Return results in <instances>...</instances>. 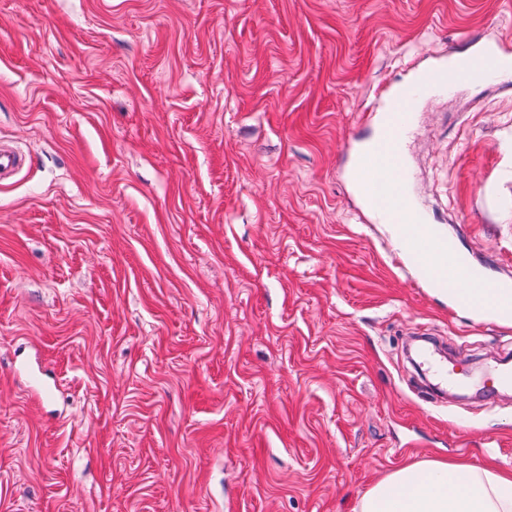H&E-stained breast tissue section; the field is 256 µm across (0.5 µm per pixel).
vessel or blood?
<instances>
[{
    "mask_svg": "<svg viewBox=\"0 0 512 512\" xmlns=\"http://www.w3.org/2000/svg\"><path fill=\"white\" fill-rule=\"evenodd\" d=\"M494 48L471 53L463 66L442 65L423 71L408 85L398 87L388 98L372 136L350 150L349 172L365 209L380 223L411 227L407 238L410 253H433L419 272L431 283L445 288L453 306L495 320H512V278L483 280L457 249L453 237L445 235L413 206L406 186L403 132L408 126L415 101L428 89L455 83H486L494 72L490 67Z\"/></svg>",
    "mask_w": 512,
    "mask_h": 512,
    "instance_id": "vessel-or-blood-1",
    "label": "vessel or blood"
}]
</instances>
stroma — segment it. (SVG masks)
<instances>
[{"label": "stroma", "mask_w": 512, "mask_h": 512, "mask_svg": "<svg viewBox=\"0 0 512 512\" xmlns=\"http://www.w3.org/2000/svg\"><path fill=\"white\" fill-rule=\"evenodd\" d=\"M485 40L512 56V0H0V512H353L414 461L511 468L512 327L433 296L344 162L375 91ZM406 166L512 278V74L420 98Z\"/></svg>", "instance_id": "35a3bbf8"}]
</instances>
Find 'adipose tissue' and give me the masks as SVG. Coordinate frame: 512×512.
Listing matches in <instances>:
<instances>
[{
	"label": "adipose tissue",
	"instance_id": "1",
	"mask_svg": "<svg viewBox=\"0 0 512 512\" xmlns=\"http://www.w3.org/2000/svg\"><path fill=\"white\" fill-rule=\"evenodd\" d=\"M355 512H512V470L418 461L374 484Z\"/></svg>",
	"mask_w": 512,
	"mask_h": 512
}]
</instances>
